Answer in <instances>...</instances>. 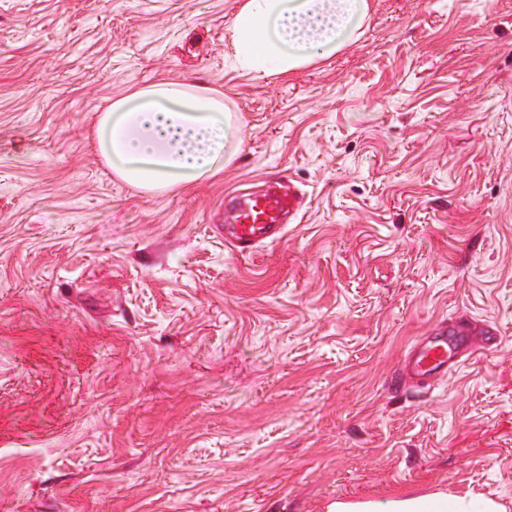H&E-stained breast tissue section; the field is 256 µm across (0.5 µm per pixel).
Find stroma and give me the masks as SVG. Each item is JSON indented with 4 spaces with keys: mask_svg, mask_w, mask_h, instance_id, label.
<instances>
[{
    "mask_svg": "<svg viewBox=\"0 0 512 512\" xmlns=\"http://www.w3.org/2000/svg\"><path fill=\"white\" fill-rule=\"evenodd\" d=\"M289 76L226 55L237 0H0V512H328L472 490L512 512V0H372ZM212 85L237 158L113 180L95 113ZM305 196L224 239L228 196ZM484 351L393 390L439 324Z\"/></svg>",
    "mask_w": 512,
    "mask_h": 512,
    "instance_id": "obj_1",
    "label": "stroma"
}]
</instances>
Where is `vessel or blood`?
Returning a JSON list of instances; mask_svg holds the SVG:
<instances>
[{"label": "vessel or blood", "instance_id": "vessel-or-blood-1", "mask_svg": "<svg viewBox=\"0 0 512 512\" xmlns=\"http://www.w3.org/2000/svg\"><path fill=\"white\" fill-rule=\"evenodd\" d=\"M303 199L295 192L272 188L265 193L233 196L229 210L233 221L224 227V238L242 249L279 238L284 218L298 214ZM468 336L462 329H445L415 341L405 352L399 373L392 379L393 387L416 380L433 384L447 375L460 350L466 348Z\"/></svg>", "mask_w": 512, "mask_h": 512}]
</instances>
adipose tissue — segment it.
<instances>
[{
	"mask_svg": "<svg viewBox=\"0 0 512 512\" xmlns=\"http://www.w3.org/2000/svg\"><path fill=\"white\" fill-rule=\"evenodd\" d=\"M371 0H239L229 52L243 72L289 76L357 42ZM238 118L218 89L158 81L113 98L98 112L92 139L113 178L164 194L217 177L238 153ZM330 512H505L483 495L431 493L339 501Z\"/></svg>",
	"mask_w": 512,
	"mask_h": 512,
	"instance_id": "obj_1",
	"label": "adipose tissue"
}]
</instances>
